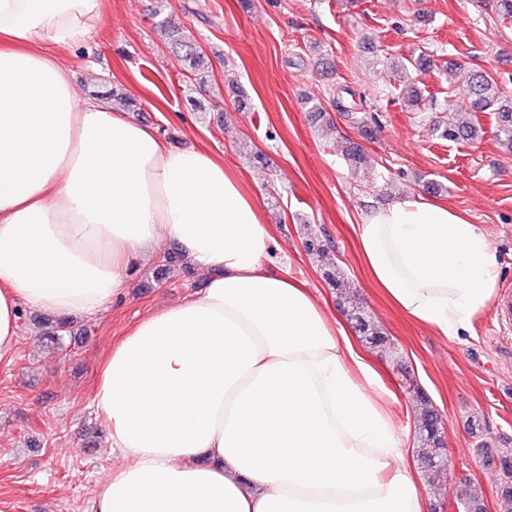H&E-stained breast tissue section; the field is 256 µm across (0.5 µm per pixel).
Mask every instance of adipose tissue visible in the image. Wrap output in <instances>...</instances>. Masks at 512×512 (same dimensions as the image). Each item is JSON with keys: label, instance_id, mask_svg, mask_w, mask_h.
<instances>
[{"label": "adipose tissue", "instance_id": "1", "mask_svg": "<svg viewBox=\"0 0 512 512\" xmlns=\"http://www.w3.org/2000/svg\"><path fill=\"white\" fill-rule=\"evenodd\" d=\"M108 0H0V359L24 311L94 316L167 245L205 278L112 344L92 393L120 460L87 512H427L376 368L308 287L266 263L259 204L222 160L78 101L56 53ZM360 259L403 312L470 331L498 267L464 215L369 208Z\"/></svg>", "mask_w": 512, "mask_h": 512}]
</instances>
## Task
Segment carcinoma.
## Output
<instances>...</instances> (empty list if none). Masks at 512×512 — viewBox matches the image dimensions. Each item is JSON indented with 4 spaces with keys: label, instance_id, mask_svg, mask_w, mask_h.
<instances>
[{
    "label": "carcinoma",
    "instance_id": "carcinoma-1",
    "mask_svg": "<svg viewBox=\"0 0 512 512\" xmlns=\"http://www.w3.org/2000/svg\"><path fill=\"white\" fill-rule=\"evenodd\" d=\"M156 27L163 32L170 46L184 61L189 78L200 87L205 85L209 73V59L205 53L198 49L196 43L183 31L168 27L165 20H157ZM105 98L125 111H137V103L134 99L123 93H117V90L112 87L105 91ZM459 106L467 112L493 113L497 137L512 145V99L503 95V92L486 74L478 70L470 73L463 88ZM434 132L450 142H469L477 139L478 136V130L474 126L453 122L434 128ZM326 279L340 291L343 297V308L355 321L360 336L374 347L390 348L388 338L384 336L371 316L360 306V302L351 298L347 291L349 285L345 282L340 270L336 268L326 271ZM47 324L48 330L40 333L38 339L47 345L60 344L62 328L66 327V324L59 319H49ZM424 417L423 426L418 428L420 443L418 457L429 484L439 488L443 475L439 470L438 461L443 455L444 448L441 434L435 427L436 416L428 409Z\"/></svg>",
    "mask_w": 512,
    "mask_h": 512
}]
</instances>
